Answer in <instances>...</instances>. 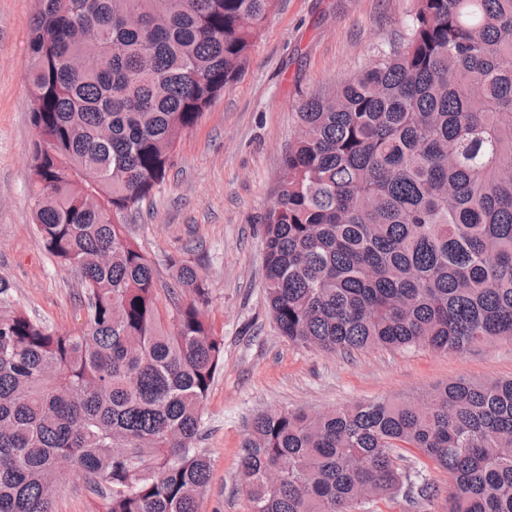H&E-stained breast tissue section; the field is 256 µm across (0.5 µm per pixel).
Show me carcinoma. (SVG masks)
<instances>
[{
    "mask_svg": "<svg viewBox=\"0 0 512 512\" xmlns=\"http://www.w3.org/2000/svg\"><path fill=\"white\" fill-rule=\"evenodd\" d=\"M278 0H40L24 79L40 244L82 278L78 333L32 319L0 278V512H52L57 465L98 512H200L195 448L224 365L208 287L161 315L126 233L177 143L245 69ZM264 219L266 300L308 348L464 354L512 340V0H416L406 38L297 112ZM116 220L110 221L109 215ZM413 448L448 473L396 462ZM249 512H512V378L414 400L256 415Z\"/></svg>",
    "mask_w": 512,
    "mask_h": 512,
    "instance_id": "obj_1",
    "label": "carcinoma"
}]
</instances>
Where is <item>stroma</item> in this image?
<instances>
[{
	"label": "stroma",
	"instance_id": "stroma-1",
	"mask_svg": "<svg viewBox=\"0 0 512 512\" xmlns=\"http://www.w3.org/2000/svg\"><path fill=\"white\" fill-rule=\"evenodd\" d=\"M414 0H280L237 79L185 132L152 202L127 231L156 269L157 301L171 315L170 258L197 267L209 286L207 318L224 337V366L209 390L198 448L211 480L201 512H247L242 441L263 411L320 412L356 402L424 396L463 379L512 377V342L464 355L372 348L353 355L280 336L262 282V223L281 178L296 112L307 97L368 67L404 36ZM37 0H0V277L20 306L60 332L86 320L80 277L40 247L31 219L37 132L23 67ZM98 497L76 472L60 479L54 512H95Z\"/></svg>",
	"mask_w": 512,
	"mask_h": 512
}]
</instances>
